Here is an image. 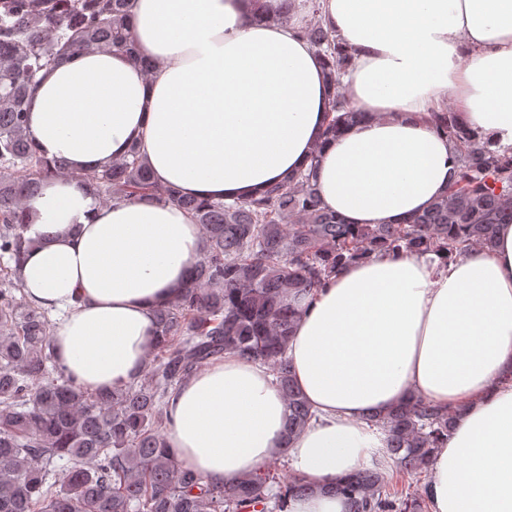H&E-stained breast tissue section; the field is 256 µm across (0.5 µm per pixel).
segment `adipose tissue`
Returning <instances> with one entry per match:
<instances>
[{
    "instance_id": "ef3b65f1",
    "label": "adipose tissue",
    "mask_w": 512,
    "mask_h": 512,
    "mask_svg": "<svg viewBox=\"0 0 512 512\" xmlns=\"http://www.w3.org/2000/svg\"><path fill=\"white\" fill-rule=\"evenodd\" d=\"M320 6L349 56L344 95L366 114L332 138L325 69L298 35L305 0H132L134 55L86 50L38 83L30 135L69 173L26 199L37 219L15 271L26 301L54 317L50 350L84 389L139 378L154 312L184 287L203 232L173 203L101 204L79 173L135 144L159 185L233 199L286 180L316 150L328 209L397 224L442 196L456 166L426 113L452 106L489 149L512 146V0ZM300 307L288 359L311 424L287 439L269 367L225 353L169 398L166 440L183 467L224 483L284 447L310 487L288 512H348L337 481L388 465L369 415L420 396L457 415L428 467L430 512H512V385L501 382L512 373V224L445 265L371 254Z\"/></svg>"
}]
</instances>
